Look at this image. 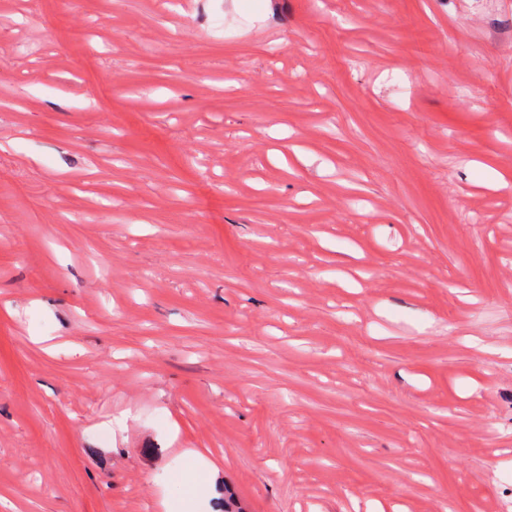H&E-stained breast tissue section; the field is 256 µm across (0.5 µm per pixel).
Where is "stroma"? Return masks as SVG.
Masks as SVG:
<instances>
[{"instance_id": "1", "label": "stroma", "mask_w": 512, "mask_h": 512, "mask_svg": "<svg viewBox=\"0 0 512 512\" xmlns=\"http://www.w3.org/2000/svg\"><path fill=\"white\" fill-rule=\"evenodd\" d=\"M501 173L512 0H0V512H499Z\"/></svg>"}]
</instances>
